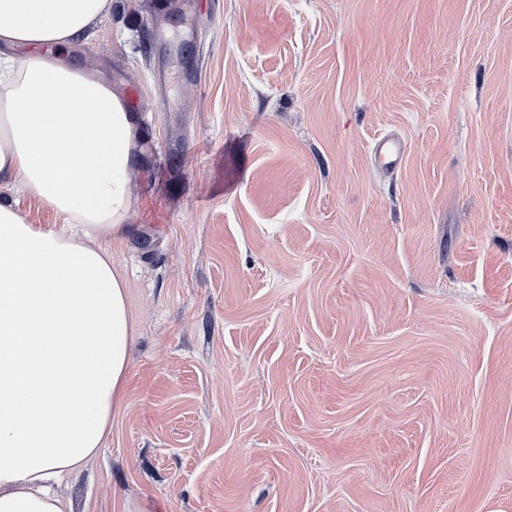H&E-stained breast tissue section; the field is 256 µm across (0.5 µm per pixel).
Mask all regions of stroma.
Returning <instances> with one entry per match:
<instances>
[{"instance_id": "obj_1", "label": "stroma", "mask_w": 512, "mask_h": 512, "mask_svg": "<svg viewBox=\"0 0 512 512\" xmlns=\"http://www.w3.org/2000/svg\"><path fill=\"white\" fill-rule=\"evenodd\" d=\"M66 54L151 157L72 512H512V0H115ZM373 154L386 171L394 172L402 165L406 154V144L399 137L385 135L375 141Z\"/></svg>"}]
</instances>
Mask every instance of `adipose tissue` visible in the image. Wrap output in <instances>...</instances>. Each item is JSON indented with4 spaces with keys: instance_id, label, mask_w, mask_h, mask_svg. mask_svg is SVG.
I'll use <instances>...</instances> for the list:
<instances>
[{
    "instance_id": "adipose-tissue-1",
    "label": "adipose tissue",
    "mask_w": 512,
    "mask_h": 512,
    "mask_svg": "<svg viewBox=\"0 0 512 512\" xmlns=\"http://www.w3.org/2000/svg\"><path fill=\"white\" fill-rule=\"evenodd\" d=\"M111 10L0 0V187L64 219L0 200V512H67L53 484L96 454L124 397L135 323L97 241L127 231L144 132L123 91L56 52ZM0 195L5 199L16 201L19 207L26 213L28 221L32 224H63L61 217L43 207L36 200L26 198L14 190H2Z\"/></svg>"
}]
</instances>
